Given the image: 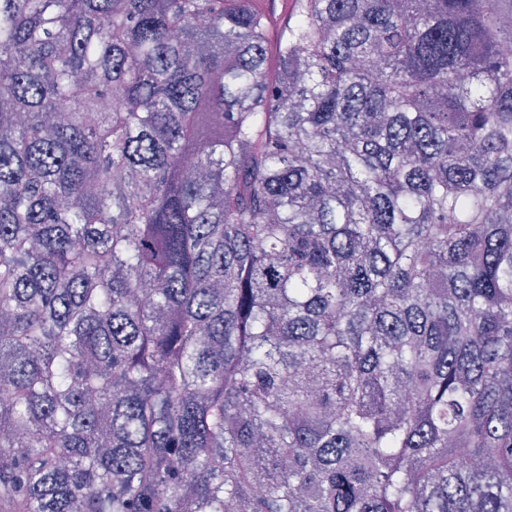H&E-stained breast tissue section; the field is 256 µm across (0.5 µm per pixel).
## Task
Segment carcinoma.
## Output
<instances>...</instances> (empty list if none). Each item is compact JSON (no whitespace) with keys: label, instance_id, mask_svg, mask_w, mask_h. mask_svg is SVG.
<instances>
[{"label":"carcinoma","instance_id":"1","mask_svg":"<svg viewBox=\"0 0 512 512\" xmlns=\"http://www.w3.org/2000/svg\"><path fill=\"white\" fill-rule=\"evenodd\" d=\"M512 0H0V512H512Z\"/></svg>","mask_w":512,"mask_h":512}]
</instances>
